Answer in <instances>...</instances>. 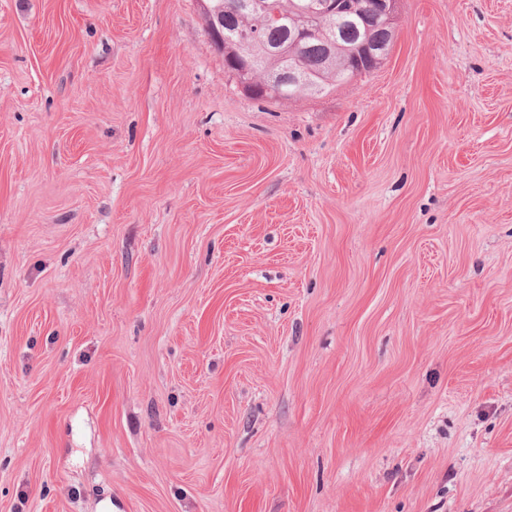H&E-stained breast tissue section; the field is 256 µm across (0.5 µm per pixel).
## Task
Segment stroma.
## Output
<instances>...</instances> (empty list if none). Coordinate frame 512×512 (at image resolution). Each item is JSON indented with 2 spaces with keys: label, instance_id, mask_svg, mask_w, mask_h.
<instances>
[{
  "label": "stroma",
  "instance_id": "stroma-1",
  "mask_svg": "<svg viewBox=\"0 0 512 512\" xmlns=\"http://www.w3.org/2000/svg\"><path fill=\"white\" fill-rule=\"evenodd\" d=\"M257 100L195 0H0V512H512V0H400ZM398 2L399 0H375L372 2L374 4L373 8L376 18L385 26L391 27V29H383L376 27L374 26V23H371L368 30L373 41L378 43L388 42V44L391 45L394 38V31L392 27L397 12Z\"/></svg>",
  "mask_w": 512,
  "mask_h": 512
}]
</instances>
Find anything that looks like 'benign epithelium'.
I'll list each match as a JSON object with an SVG mask.
<instances>
[{"mask_svg":"<svg viewBox=\"0 0 512 512\" xmlns=\"http://www.w3.org/2000/svg\"><path fill=\"white\" fill-rule=\"evenodd\" d=\"M398 2L399 0H373L376 18L387 27L394 24ZM196 3L212 38L219 46L232 45L241 48L256 44L257 33L251 27L240 29L230 36H225L217 30L218 6L215 0H196ZM237 8L249 15H262L268 10V3L265 0H239ZM353 9L354 4L351 0H311L299 7L305 15L304 24L299 27L288 24V18L284 15L273 14V19L282 23L287 30L288 42L284 46H261L262 58H279L287 61L288 82L282 81L280 72L268 70L264 81L268 91L279 95L283 92V86L287 84L299 88L317 85L322 76L304 69L297 60L296 50L302 43L312 38L324 39L331 47L342 49V46L336 42V25L339 23L356 25V20L352 16ZM260 59L247 57L232 71L238 85L247 92L254 87Z\"/></svg>","mask_w":512,"mask_h":512,"instance_id":"obj_1","label":"benign epithelium"}]
</instances>
